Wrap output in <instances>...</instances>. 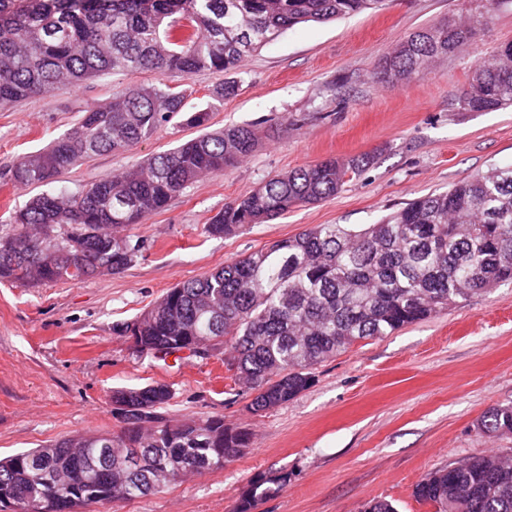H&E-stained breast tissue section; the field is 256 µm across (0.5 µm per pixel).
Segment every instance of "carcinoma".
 Listing matches in <instances>:
<instances>
[{
    "instance_id": "cac0c4a2",
    "label": "carcinoma",
    "mask_w": 512,
    "mask_h": 512,
    "mask_svg": "<svg viewBox=\"0 0 512 512\" xmlns=\"http://www.w3.org/2000/svg\"><path fill=\"white\" fill-rule=\"evenodd\" d=\"M385 0H0V105L81 84L101 74L148 70L186 77L237 72L259 48L298 24L322 23ZM487 17L444 24L402 39L380 66L382 82L424 72ZM186 90L163 83L116 94L45 149L0 169V184H51L64 169L127 150L185 111ZM466 111L512 105V44L478 63L459 99ZM258 142L249 126L206 131L119 175L65 195L46 190L0 227V281L25 287L116 274L137 256L123 234L158 213L202 175L231 167ZM370 164L366 155L327 159L280 174L224 204L206 232L230 235L338 193ZM512 282V166L493 167L443 192L418 197L375 224H316L198 277L178 283L121 327L142 352L187 349L222 355L253 394L260 415L314 382V367L357 341L387 336L439 308ZM169 386L112 392L126 427L77 433L0 459V500L23 506L55 496L54 512L128 501L224 468L249 433L221 417L173 421L158 409ZM480 430L512 438V405H495ZM112 449V469L102 467ZM137 453L138 469L125 460ZM263 482L237 512H251ZM414 497L435 512H512V458L472 457L425 474Z\"/></svg>"
}]
</instances>
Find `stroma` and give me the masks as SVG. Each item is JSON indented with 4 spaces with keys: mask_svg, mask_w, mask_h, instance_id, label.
Listing matches in <instances>:
<instances>
[{
    "mask_svg": "<svg viewBox=\"0 0 512 512\" xmlns=\"http://www.w3.org/2000/svg\"><path fill=\"white\" fill-rule=\"evenodd\" d=\"M482 12L488 24L424 73L378 81L380 59L409 34ZM508 42L512 0H388L377 11L284 31L247 58L236 93L221 101L210 94L224 73L182 80L189 103L212 105V127L252 126L259 144L129 226L143 247L121 273L33 288L0 282V457L78 432H119L113 389L148 384L170 387L165 417H222L248 430L249 447L224 468L160 493L80 512H236L260 478L271 491L253 512H362L374 499L398 512H433L413 496L425 473L512 453L511 439L478 428L489 407L512 404V284L356 343L318 365L307 390L260 416L247 411L251 395L223 356L162 360L119 332L177 283L307 227L372 224L414 198L512 165V107L459 105L475 65ZM160 80L152 71L110 74L0 110V166L46 146L85 108ZM198 134L174 119L130 150L62 172L53 188L77 192ZM363 154L371 163L333 197L227 236L205 231L226 202L275 174Z\"/></svg>",
    "mask_w": 512,
    "mask_h": 512,
    "instance_id": "1",
    "label": "stroma"
}]
</instances>
